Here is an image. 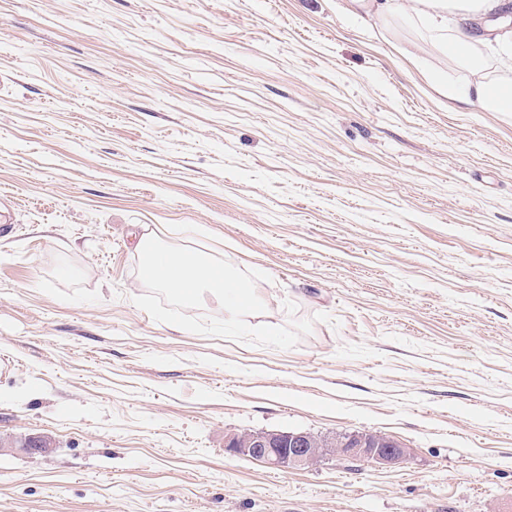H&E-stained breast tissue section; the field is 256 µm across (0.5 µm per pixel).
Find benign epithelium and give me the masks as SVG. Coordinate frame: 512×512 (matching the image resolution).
<instances>
[{"label":"benign epithelium","mask_w":512,"mask_h":512,"mask_svg":"<svg viewBox=\"0 0 512 512\" xmlns=\"http://www.w3.org/2000/svg\"><path fill=\"white\" fill-rule=\"evenodd\" d=\"M225 449L273 468L296 471L336 455L381 465H396L409 457L408 449L391 438L355 432L322 439L304 431L243 432L229 437Z\"/></svg>","instance_id":"obj_1"}]
</instances>
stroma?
<instances>
[{
	"label": "stroma",
	"instance_id": "stroma-1",
	"mask_svg": "<svg viewBox=\"0 0 512 512\" xmlns=\"http://www.w3.org/2000/svg\"><path fill=\"white\" fill-rule=\"evenodd\" d=\"M337 2L0 0V512H512V112ZM152 231L311 332L155 321ZM246 430L410 456L284 471L226 451Z\"/></svg>",
	"mask_w": 512,
	"mask_h": 512
}]
</instances>
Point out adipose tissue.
<instances>
[{
	"label": "adipose tissue",
	"instance_id": "obj_1",
	"mask_svg": "<svg viewBox=\"0 0 512 512\" xmlns=\"http://www.w3.org/2000/svg\"><path fill=\"white\" fill-rule=\"evenodd\" d=\"M340 8L374 34L391 17L414 19L426 43L469 71L459 85L430 64L426 75L441 96L486 112H512V0H342Z\"/></svg>",
	"mask_w": 512,
	"mask_h": 512
}]
</instances>
